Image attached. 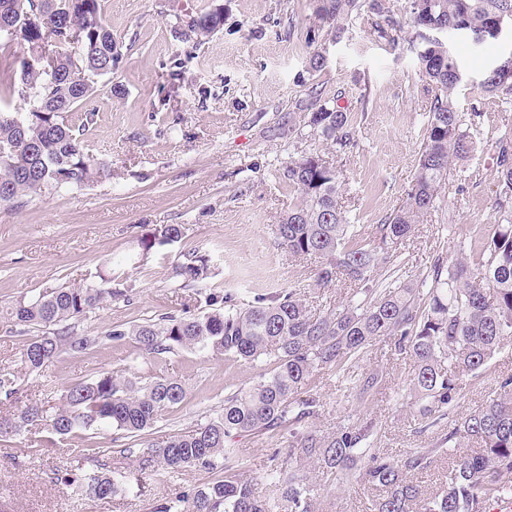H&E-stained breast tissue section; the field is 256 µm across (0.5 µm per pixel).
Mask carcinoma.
<instances>
[{
	"mask_svg": "<svg viewBox=\"0 0 512 512\" xmlns=\"http://www.w3.org/2000/svg\"><path fill=\"white\" fill-rule=\"evenodd\" d=\"M314 26L306 33L313 44L319 32L341 37L346 25L367 10L379 18L384 37L399 22L385 0H310ZM403 10L412 22L462 25L474 31L512 16V0H406ZM0 100L17 98L36 111L13 114L0 109V206L48 188L89 187L112 177V166L89 153L87 135L93 113L75 118V110L98 91L97 82L78 83L73 70L112 72L118 45L106 20L102 0H0ZM224 27L221 10L177 19L173 40L206 39ZM20 46L21 53L11 50ZM422 76L434 99L412 183L403 203L376 226L379 245H348L355 225L339 202V171L318 155L304 154L286 162L282 176L300 192V203L285 212L273 233L292 256L322 259L317 285L325 286L337 272L355 284L370 281L387 264L414 224L435 208L439 191L453 167L474 150L470 128L456 111L453 92L459 80L452 57L440 52L420 56ZM486 92L512 95V79L490 76ZM314 134L341 154L355 145L356 130L348 114L331 101L310 113ZM496 208L493 235L472 245L444 265H434L431 281L421 287L388 285L382 291L363 288L364 298L324 315L312 313L297 293H278L258 299L241 310L217 290L197 285L211 274L210 254L198 249L185 253L175 267L181 286L204 296L208 311L200 314L147 319L129 328L112 327L106 336H132L146 353L159 356L177 349L210 350L229 363L263 362L266 368L246 388L224 397L222 413L181 435H154L163 413L181 404L183 385L155 376L144 385L118 373L103 372L68 387L63 404L50 411L30 402L0 415L8 427L0 437L29 434L27 450L38 451L42 440L32 435L41 425L62 440L80 431L110 426L140 440L147 452L139 468L178 472L202 467L216 473L210 481L175 501L160 502L155 512H315L317 486L302 466L310 460L336 478L337 484L360 481L378 491L370 512H493L512 497V375L498 383L495 395L480 409L455 420L431 448H413L399 461L373 447L372 421L348 416L333 434L321 437L311 429L320 400L312 393L314 374L334 368L346 378L349 396L365 403L382 386L383 371L357 372L358 361L373 342L394 340V351L417 363L409 393L417 419L427 422L457 404L467 377L477 373L504 347L512 344V138L497 143ZM184 237L181 224H165L145 235L150 251ZM112 270L99 273L86 285L60 286L30 300L20 299L10 315L19 325L41 330L22 353L30 371H39L61 354L83 352L95 345L74 332L76 321L107 301L128 298L129 289L112 286ZM18 377L0 371V392L6 400L17 393ZM288 430L287 458L266 478L275 493L261 500L253 478L231 461L240 449L230 446L235 436L276 435ZM474 444L478 451L463 447ZM451 459L434 496L423 499L419 486L408 483L403 470H424L438 457ZM77 495L107 498L125 495L131 487L108 471L64 479Z\"/></svg>",
	"mask_w": 512,
	"mask_h": 512,
	"instance_id": "carcinoma-1",
	"label": "carcinoma"
}]
</instances>
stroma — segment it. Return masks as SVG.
Here are the masks:
<instances>
[{
  "label": "stroma",
  "mask_w": 512,
  "mask_h": 512,
  "mask_svg": "<svg viewBox=\"0 0 512 512\" xmlns=\"http://www.w3.org/2000/svg\"><path fill=\"white\" fill-rule=\"evenodd\" d=\"M104 13L121 47L111 74L89 102L96 122L88 134L92 153L112 164V177L79 189L45 192L19 207L0 206V368L19 376L21 401L58 406L64 390L100 371L131 368L139 382L159 374L177 379L186 398L169 409L161 434L193 430L219 413L225 395L249 385L260 369L231 364L209 351L179 350L156 359L133 339L108 340L115 325H133L165 314H181L189 295L173 277L184 254L196 247L212 257L209 288L224 292L241 309L262 295L295 291L324 312L355 303V286L337 276L317 288L316 258H292L272 228L280 214L300 200L299 191L278 174L302 153L336 160L341 198L356 224L357 243L369 244L374 230L398 207L412 180L434 98L422 78L420 40L408 15L393 39L378 37L370 13L354 17L337 40L318 37L308 45L313 23L307 0H103ZM224 10V28L205 44L178 47L186 60L179 79L164 67L174 47V14ZM443 39L463 75L454 104L471 124L476 148L463 167L450 173L436 208L417 224L374 274L377 287L392 278L413 284L431 274L437 260L468 251L487 239L498 222L496 143L512 135V101L483 91L497 61L512 53V31L495 40L475 41L451 31ZM323 48L326 64L314 72L307 60ZM120 86L121 96L110 93ZM332 99L349 113L358 132L355 148L335 155L314 137L309 112L315 99ZM162 224L185 228L182 241L144 250L141 238ZM132 288L130 301L101 305L75 324L80 336L96 338L87 353H65L42 372H28L22 352L33 329L7 314L16 299L60 285L92 280L104 261ZM361 370H383L386 385L365 405L349 404L335 370L319 371L313 383L321 403L312 424L318 434L335 431L347 416L371 419L376 446L394 456L430 448L447 432L450 419L475 411L493 396L499 377L512 374V349H503L469 377L458 404L430 426L418 424L400 394L417 369L409 356L378 340L359 362ZM233 444L255 491L272 496L265 475L276 450H287V433L244 434ZM134 438L110 427L53 442L36 454L22 437H0V512H154L211 478L208 470L140 473L137 456L125 455ZM112 471L141 479L139 492L105 499L74 496L67 472ZM309 479L319 492L320 512H369L372 490L356 482L337 486L314 466Z\"/></svg>",
  "instance_id": "1"
}]
</instances>
